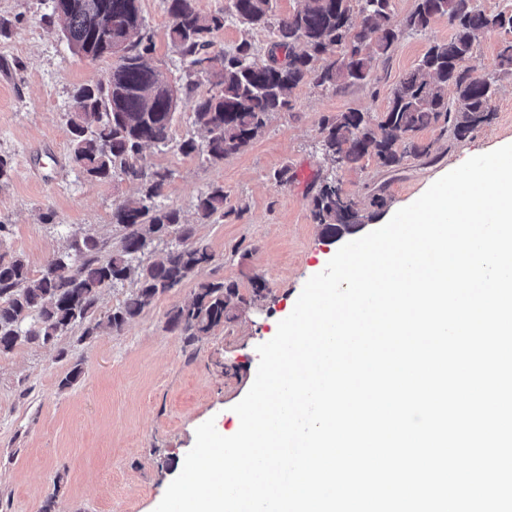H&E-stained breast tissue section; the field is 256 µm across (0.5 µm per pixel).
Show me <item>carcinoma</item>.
Returning <instances> with one entry per match:
<instances>
[{
	"mask_svg": "<svg viewBox=\"0 0 512 512\" xmlns=\"http://www.w3.org/2000/svg\"><path fill=\"white\" fill-rule=\"evenodd\" d=\"M139 2L69 0L70 8L61 19L64 36L77 55L98 60L109 56V41L129 42L130 54L113 65L108 83L76 89L73 97L85 101L84 111L71 113L68 125L74 166L96 181L116 175L136 180L139 197L113 212L112 223L121 235L106 260L98 257L100 242L90 235L74 241L70 253L50 260L37 276L21 257L0 259V354L20 343L47 345L76 326L84 339L104 327L119 333L157 294L179 286L213 257L179 210L156 202L172 171L143 165L147 146L168 143L175 108L166 78L151 64L153 46L143 34ZM165 2L172 17L171 44L215 87L192 100V125L199 138L183 141L179 150L212 163L243 151L272 113L289 109L299 85L338 90L367 82L373 61L387 54L401 34L393 22V0H305L301 10L280 19L274 18L273 0H231L229 12L211 14L197 11L193 0ZM355 10L361 15L358 26L353 22ZM438 16L448 18L452 37L429 46L416 68L400 80L381 118L359 110L322 118L321 150L332 163L341 166L368 157L389 170L407 156L434 162L432 145L416 142L414 134L441 123L455 139L463 140L491 119L496 76L512 74V38L503 41L495 74L483 84L470 80L463 62L481 33L498 29L512 35V13L487 14L474 6V0H418L405 27L424 31ZM230 17L270 30L266 62H255L254 46L247 38L229 53L211 55V36ZM330 46L340 49L333 60L323 58ZM213 60L219 62L214 74L203 67ZM224 201V186L210 187L197 198L199 218L226 216ZM310 211L327 237L373 219L328 177L320 180ZM156 241L168 242V248L160 260L149 261L146 251ZM127 281L136 290L96 317L103 291ZM241 301L233 283L201 282L190 301L167 313L168 329L193 343L232 320L233 307Z\"/></svg>",
	"mask_w": 512,
	"mask_h": 512,
	"instance_id": "1",
	"label": "carcinoma"
}]
</instances>
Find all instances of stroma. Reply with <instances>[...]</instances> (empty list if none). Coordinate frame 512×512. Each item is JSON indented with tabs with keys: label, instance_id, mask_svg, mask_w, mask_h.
Returning a JSON list of instances; mask_svg holds the SVG:
<instances>
[{
	"label": "stroma",
	"instance_id": "stroma-1",
	"mask_svg": "<svg viewBox=\"0 0 512 512\" xmlns=\"http://www.w3.org/2000/svg\"><path fill=\"white\" fill-rule=\"evenodd\" d=\"M415 6L416 0H394L402 34L374 60L367 85L339 91L299 86L291 109L273 114L248 147L223 162L179 151L194 134L190 102H179L168 145L146 147L143 155L146 166L172 171L157 202L195 224L214 260L156 296L121 332L85 340L75 328L50 344H21L0 354V512H42L47 504L52 512H154L200 424L211 419L221 434L237 431L233 407L255 379L257 346L275 336L306 281L341 246L311 217L314 182L335 176L365 211L373 194L382 193L386 205L366 224L370 232L468 158L512 143V75H504L491 120L468 138L455 140L438 125L417 133L418 141L432 144L434 161L409 156L389 171L369 158L342 167L324 159L322 116L349 109L382 116L405 73L431 44L452 36L444 17L425 31L407 30ZM140 9L155 64L185 78L187 63L168 38L172 18L165 0H141ZM48 14L44 0H0V21L8 25L0 33V156L13 164L10 177L0 181V222L9 227L0 256L23 257L35 274L76 238L92 235L112 250L118 242L112 213L139 190L120 177L87 179L72 165L73 93L107 82L112 62L73 53ZM244 38L253 43L256 62H265L268 31L234 19L214 33L213 49L232 50ZM285 166L293 178L282 184L273 174ZM215 184L224 187L228 214L199 221L196 199ZM46 214L52 223L43 222ZM211 280L236 283L243 301L233 321L186 344L167 329L166 314L191 300L199 282ZM258 281L266 289L257 297ZM77 362L81 377L61 387Z\"/></svg>",
	"mask_w": 512,
	"mask_h": 512
}]
</instances>
